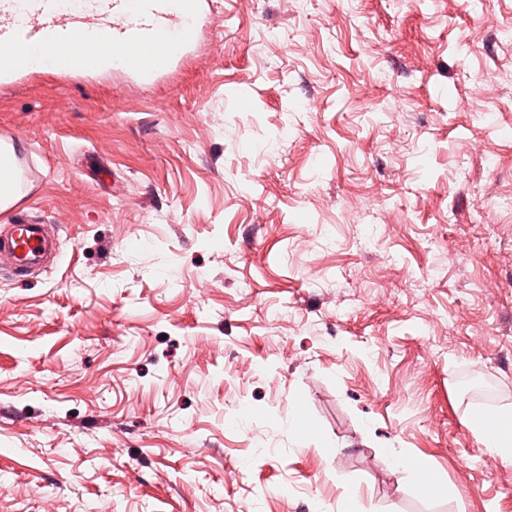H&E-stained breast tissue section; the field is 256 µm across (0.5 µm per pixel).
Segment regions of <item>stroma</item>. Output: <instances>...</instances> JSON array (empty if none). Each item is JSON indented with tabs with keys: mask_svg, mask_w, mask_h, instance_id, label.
Listing matches in <instances>:
<instances>
[{
	"mask_svg": "<svg viewBox=\"0 0 512 512\" xmlns=\"http://www.w3.org/2000/svg\"><path fill=\"white\" fill-rule=\"evenodd\" d=\"M220 3L163 81L0 89L55 230L0 260V512H512L462 382L512 407V0ZM393 461L394 464L405 473L406 479L410 483L423 488L426 493H429V489H441V487L436 482L426 484V468L422 462L410 460L403 456H393Z\"/></svg>",
	"mask_w": 512,
	"mask_h": 512,
	"instance_id": "obj_1",
	"label": "stroma"
}]
</instances>
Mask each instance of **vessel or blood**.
Instances as JSON below:
<instances>
[{
    "label": "vessel or blood",
    "mask_w": 512,
    "mask_h": 512,
    "mask_svg": "<svg viewBox=\"0 0 512 512\" xmlns=\"http://www.w3.org/2000/svg\"><path fill=\"white\" fill-rule=\"evenodd\" d=\"M210 0H0V77L28 72L34 58L63 75L91 74L106 62L144 82L163 78L177 58L172 43L189 48L201 39L198 26ZM105 32L106 44L89 32ZM38 175L26 155H10L0 182L11 193H28ZM0 255L13 269L38 267L48 249L41 225L23 212L13 216Z\"/></svg>",
    "instance_id": "1"
}]
</instances>
